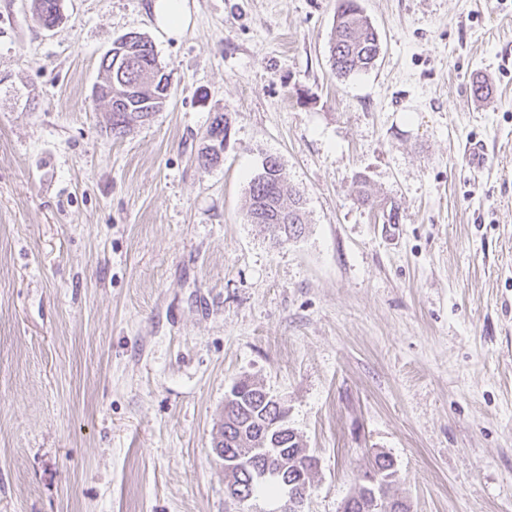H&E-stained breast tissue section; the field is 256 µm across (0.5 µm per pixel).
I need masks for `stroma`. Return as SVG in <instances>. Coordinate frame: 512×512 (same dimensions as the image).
Wrapping results in <instances>:
<instances>
[{"instance_id":"35a3bbf8","label":"stroma","mask_w":512,"mask_h":512,"mask_svg":"<svg viewBox=\"0 0 512 512\" xmlns=\"http://www.w3.org/2000/svg\"><path fill=\"white\" fill-rule=\"evenodd\" d=\"M148 4L48 31L0 0V512H239L212 448L245 379L319 460L305 512L380 453L412 512H512V0H359L381 50L345 78L336 0H188L178 40ZM129 32L172 97L116 138L92 91ZM269 156L304 199L280 244L247 217ZM223 125L227 124V119L224 117L223 114H219L214 117V120L212 121L209 129L207 130V141L209 142L206 146L202 148V151L200 152L199 159L201 163L204 166H209L210 164H214L218 161L221 152L224 150V143L227 144L229 140L230 135V128H228L224 131V127L221 130V132H224L225 138L223 134L219 135V139L222 138V140L214 139L213 134L215 133L216 129H219L221 124Z\"/></svg>"}]
</instances>
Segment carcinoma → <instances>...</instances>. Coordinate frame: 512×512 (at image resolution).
I'll list each match as a JSON object with an SVG mask.
<instances>
[{
	"instance_id": "obj_1",
	"label": "carcinoma",
	"mask_w": 512,
	"mask_h": 512,
	"mask_svg": "<svg viewBox=\"0 0 512 512\" xmlns=\"http://www.w3.org/2000/svg\"><path fill=\"white\" fill-rule=\"evenodd\" d=\"M60 0H33V20L39 25L52 24L57 18ZM120 49L128 58L125 70L111 69L101 64L106 78L112 80V98L107 100L112 114V134L121 136L162 111L171 93L169 75L158 62L151 41L134 33L130 41L121 42ZM329 62L335 74L345 77L358 71L372 68L380 52L379 35L373 25L362 14L357 0H336V21L329 48ZM227 123L224 115L214 117L207 130L208 144L202 148L199 159L203 165L214 164L224 150V141L213 138L215 130ZM271 213L274 220L267 223L268 229L277 238H297L304 225L302 199L290 189L283 168L277 158H265L262 171L249 185L248 221L258 223V213ZM235 399L228 403V420L224 428V466L237 471L234 493L238 503L245 504L261 495L286 499L287 495L300 493V488L311 485L312 463L301 454L300 440L294 433L284 439L268 438L261 443L262 426L272 422L284 409L279 400L253 382L243 381ZM269 448L271 456L261 455L260 465L277 461L291 463L288 479H263L257 470L235 466V459L248 448ZM395 475L393 462L380 454L375 460L374 474L364 475L358 497L348 512H361L359 500L366 497L369 489L390 483Z\"/></svg>"
}]
</instances>
